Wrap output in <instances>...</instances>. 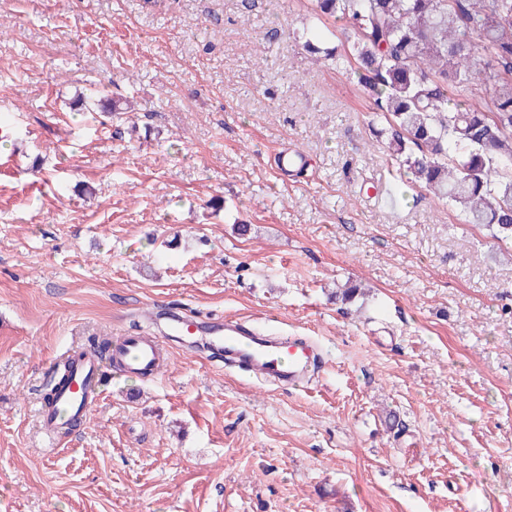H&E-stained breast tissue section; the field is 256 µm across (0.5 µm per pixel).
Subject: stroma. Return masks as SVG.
Masks as SVG:
<instances>
[{
	"label": "stroma",
	"instance_id": "35a3bbf8",
	"mask_svg": "<svg viewBox=\"0 0 512 512\" xmlns=\"http://www.w3.org/2000/svg\"><path fill=\"white\" fill-rule=\"evenodd\" d=\"M312 23L307 0H0V512H512V245L399 172ZM167 306L324 363L287 390L166 338L49 451L55 367ZM306 156L298 149L288 148L275 157V164L283 172H299L306 164Z\"/></svg>",
	"mask_w": 512,
	"mask_h": 512
}]
</instances>
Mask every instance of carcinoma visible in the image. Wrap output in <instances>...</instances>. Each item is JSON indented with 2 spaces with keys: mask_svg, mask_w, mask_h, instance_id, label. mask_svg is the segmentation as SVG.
<instances>
[{
  "mask_svg": "<svg viewBox=\"0 0 512 512\" xmlns=\"http://www.w3.org/2000/svg\"><path fill=\"white\" fill-rule=\"evenodd\" d=\"M343 25L336 66L358 76L388 151L465 224L512 241V0H311ZM319 33L304 48L333 57ZM492 90L473 101L477 86Z\"/></svg>",
  "mask_w": 512,
  "mask_h": 512,
  "instance_id": "cac0c4a2",
  "label": "carcinoma"
}]
</instances>
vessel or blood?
I'll return each instance as SVG.
<instances>
[{"label": "vessel or blood", "mask_w": 512, "mask_h": 512, "mask_svg": "<svg viewBox=\"0 0 512 512\" xmlns=\"http://www.w3.org/2000/svg\"><path fill=\"white\" fill-rule=\"evenodd\" d=\"M163 318L170 335L192 339L205 337L206 345L228 364L245 368L269 381L291 385L303 378L317 358L316 346L304 338L277 339L259 336L238 319H208L194 321L185 318L175 308ZM122 361L124 371L137 374L155 371L161 363L160 345L144 336L118 337L111 351ZM101 361L94 352H86L76 361L74 378L60 393L58 411L41 408V431L49 444H56L57 412L87 414L95 405L93 395L84 391L85 385L98 382Z\"/></svg>", "instance_id": "1"}]
</instances>
